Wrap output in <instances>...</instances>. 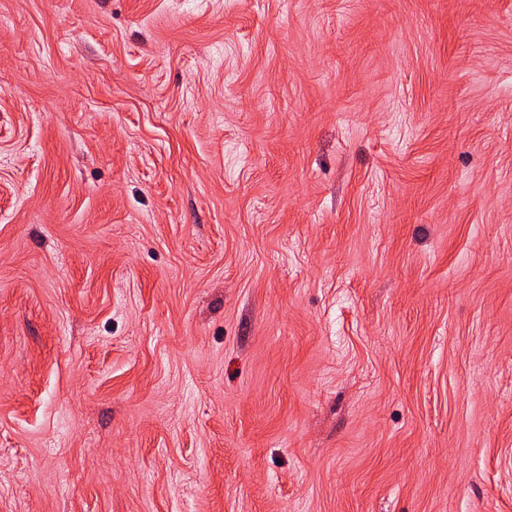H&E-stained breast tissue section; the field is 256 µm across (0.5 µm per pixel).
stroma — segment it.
<instances>
[{
    "mask_svg": "<svg viewBox=\"0 0 512 512\" xmlns=\"http://www.w3.org/2000/svg\"><path fill=\"white\" fill-rule=\"evenodd\" d=\"M0 512H512V0H0Z\"/></svg>",
    "mask_w": 512,
    "mask_h": 512,
    "instance_id": "obj_1",
    "label": "stroma"
}]
</instances>
